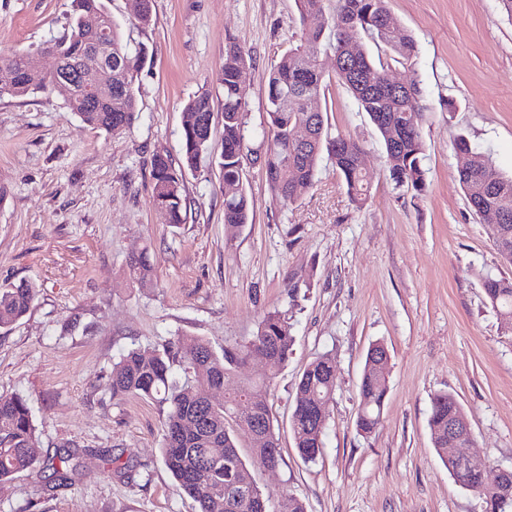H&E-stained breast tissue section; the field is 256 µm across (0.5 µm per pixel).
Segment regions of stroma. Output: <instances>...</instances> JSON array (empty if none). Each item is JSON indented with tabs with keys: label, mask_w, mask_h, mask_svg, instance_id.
<instances>
[{
	"label": "stroma",
	"mask_w": 512,
	"mask_h": 512,
	"mask_svg": "<svg viewBox=\"0 0 512 512\" xmlns=\"http://www.w3.org/2000/svg\"><path fill=\"white\" fill-rule=\"evenodd\" d=\"M105 5L125 38L148 49L129 131L94 129L42 93L0 98V285L37 289L29 312L0 330V394L26 400L40 454L70 445L82 470L66 487L27 474L0 483V512H196L162 462L159 406L113 400L112 362L181 335L242 346L273 309L292 324L288 361L272 371L242 365L227 383L274 377L278 468L249 454L246 427L233 425L270 507L288 493L306 512H483L437 455L428 419L434 395L453 394L473 432L466 453L512 468V334L482 288L485 276L512 278V265L466 199L454 147L465 136L512 173V19L497 0H391L397 28L419 46L413 65L391 63L388 75L419 79L424 91L425 190L394 185L375 126L334 82L316 107L331 134L362 146L366 202H351L329 160L291 202L249 161L250 220L230 228L214 166L187 174L186 221L167 224L150 159L179 157L189 98L220 99L229 36L251 57L248 144L260 145L269 71L300 28L295 0H154L143 28L130 24L126 0ZM69 13L70 0H0V50L51 70L42 46L64 34ZM145 249L151 288L127 275L129 257ZM375 342L389 353V390L379 429L364 437L359 384ZM324 354L336 363V392L322 453L307 463L291 429L295 384Z\"/></svg>",
	"instance_id": "1"
}]
</instances>
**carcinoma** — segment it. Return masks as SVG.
<instances>
[{"label": "carcinoma", "instance_id": "obj_1", "mask_svg": "<svg viewBox=\"0 0 512 512\" xmlns=\"http://www.w3.org/2000/svg\"><path fill=\"white\" fill-rule=\"evenodd\" d=\"M144 0H127L131 17L141 27L149 26L153 16L143 13ZM302 26L299 41L290 45L273 65L268 75L266 100L267 126L262 131L265 146L260 155L265 180L284 201L294 199L291 181H313L322 157L331 161L344 178L352 202L361 206L367 199L368 181L354 158L362 150L358 142L331 136L324 113L307 110L311 98H320L330 80L319 62V54L331 51L336 58L334 76L367 113L379 133L386 155L389 178L398 187L421 191L426 185L425 143L422 124L425 106L418 79L409 89L393 93L387 88L384 62L376 63L365 48L368 37L391 59L414 64L418 45L410 35L391 31L393 21L390 0H338L336 13L310 27L307 16L323 13V0H296ZM72 12L66 33L42 47L67 64L88 53L100 37L111 46L112 66L98 74L112 83V93L93 106L79 97L77 88L65 83L54 72H31L24 55L0 52V70L16 74L14 83L0 86V96L26 97L47 92L61 98L67 108L94 129L114 133L116 127L130 130L137 114L135 82L147 56L145 48L131 50L122 30L112 20L103 0H71ZM91 13L102 18L100 35L83 31L85 17ZM249 66V55L228 36L224 45L221 83L224 99V146L218 167L224 186L233 187L224 195V224L237 227L250 217V204L242 184L243 163L248 159V93L239 82V74ZM129 74V87L112 82L115 71ZM214 106L202 93L190 98L182 116V162L175 166L164 152L152 154L150 178L155 206L167 223H184L186 210L185 174L196 172L209 150ZM459 182L483 224L499 225V238L508 245L502 258L512 263V175H505L492 163L474 171L458 172ZM129 277L143 288L154 285V266L148 250L129 258ZM486 298L501 328L512 332V280L488 276L482 282ZM37 295L35 286L20 283L0 287V329L19 322L29 311ZM295 338L286 314L267 312L255 336L242 347L218 351L199 336H178L163 351L133 347L112 364V399L139 397L156 402L162 410L163 462L173 476L178 490L191 497L197 512H259L257 504L265 500L232 433V424L244 416L262 412L264 425L249 444L260 459L268 450L279 447L269 413L268 396L271 377L248 382L227 393L222 403H211L206 394L224 387L234 371L249 358L267 357L273 364L288 361ZM184 377L174 375V366ZM336 390V366L328 355L310 362L296 383L291 424L298 455L307 462L322 453L325 424L310 422L300 413L305 406H315L332 399ZM388 394L387 380L379 379L376 361L366 357L359 384L358 433L377 432ZM462 408L447 392L435 395L428 420L433 446L440 459L448 449L438 447L448 434V422L461 416ZM40 439L26 401L19 395H0V481L38 471L59 485L72 482L78 475L73 463L76 452L62 446L52 456L39 457ZM492 469L465 472L459 481L475 491L490 512H512V496L503 499L491 481Z\"/></svg>", "mask_w": 512, "mask_h": 512}]
</instances>
